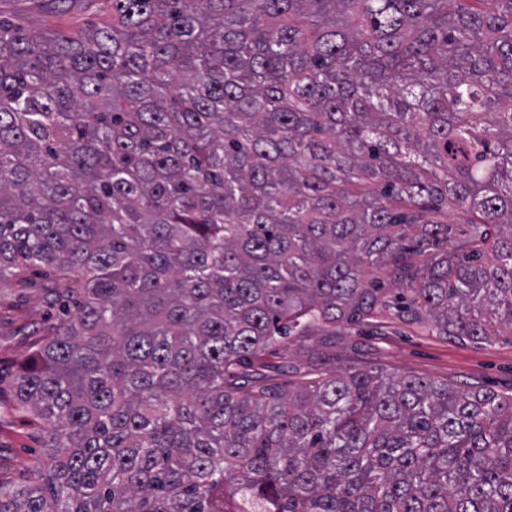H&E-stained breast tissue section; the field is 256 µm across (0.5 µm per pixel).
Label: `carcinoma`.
I'll list each match as a JSON object with an SVG mask.
<instances>
[{"mask_svg": "<svg viewBox=\"0 0 512 512\" xmlns=\"http://www.w3.org/2000/svg\"><path fill=\"white\" fill-rule=\"evenodd\" d=\"M90 8L0 19V289L79 301L16 375L47 462L0 512H512V395L268 374L354 323L512 330V0ZM47 0H0V13L35 29L68 31L90 16L79 0H69L64 11L47 6Z\"/></svg>", "mask_w": 512, "mask_h": 512, "instance_id": "carcinoma-1", "label": "carcinoma"}]
</instances>
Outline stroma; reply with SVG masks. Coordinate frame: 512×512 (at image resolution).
Here are the masks:
<instances>
[{"label":"stroma","instance_id":"stroma-1","mask_svg":"<svg viewBox=\"0 0 512 512\" xmlns=\"http://www.w3.org/2000/svg\"><path fill=\"white\" fill-rule=\"evenodd\" d=\"M0 15L35 29L68 31L86 20L81 0H68L65 10L46 0H0ZM42 276L0 291V481L36 474L44 463L43 433L13 405V381L19 365L33 353L50 321ZM282 358L322 364L329 371L366 368L396 377L412 375L454 379L512 394V335L474 344L444 336L419 334L390 319L375 329L337 337L323 345L321 337L284 344Z\"/></svg>","mask_w":512,"mask_h":512}]
</instances>
